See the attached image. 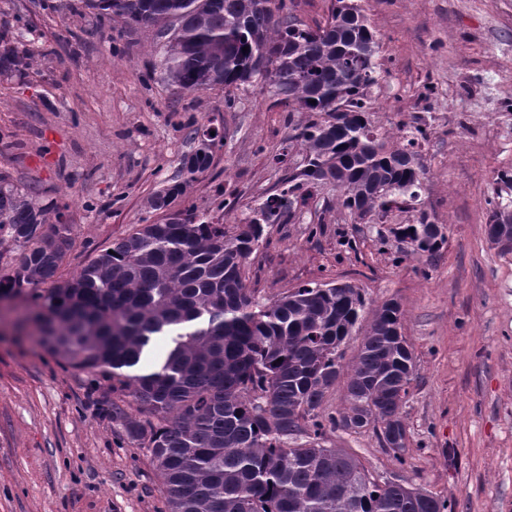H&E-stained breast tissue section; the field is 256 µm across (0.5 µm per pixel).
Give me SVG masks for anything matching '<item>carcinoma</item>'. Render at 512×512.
<instances>
[{
    "label": "carcinoma",
    "instance_id": "cac0c4a2",
    "mask_svg": "<svg viewBox=\"0 0 512 512\" xmlns=\"http://www.w3.org/2000/svg\"><path fill=\"white\" fill-rule=\"evenodd\" d=\"M82 4L152 32L165 78L182 90L255 78L289 111L321 118L289 135L305 165L288 189L259 204L257 218L232 228L194 213L141 224L62 281L74 225L60 213L45 223L44 209L0 173V247L18 251L0 275V300L31 306L23 321L51 352L101 372L112 392L132 398L134 413L115 400L102 411L149 449L167 512H446L432 493L381 486L357 458L324 443L329 430L370 426L403 461L402 404L414 355L394 334L399 305L373 310L346 365L339 347L363 319L361 289L303 285L268 300L245 276L264 226L291 212L305 188L333 184L336 205L352 214L419 197L426 168L414 147L425 132L402 122L393 140L372 125L367 89L376 82L378 41L361 8L332 0L324 21L311 26L287 0ZM31 61L14 45L0 51V65L20 70ZM216 146L199 142L193 163H181L186 180L156 192L150 207L208 169ZM487 204V237L511 230L512 210L494 198ZM394 235L429 257L446 241L428 231L423 213ZM341 381L343 408L326 415L325 397Z\"/></svg>",
    "mask_w": 512,
    "mask_h": 512
}]
</instances>
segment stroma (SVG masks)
Wrapping results in <instances>:
<instances>
[{
    "label": "stroma",
    "instance_id": "35a3bbf8",
    "mask_svg": "<svg viewBox=\"0 0 512 512\" xmlns=\"http://www.w3.org/2000/svg\"><path fill=\"white\" fill-rule=\"evenodd\" d=\"M0 0V39L35 56L0 73V172L75 227L58 275H75L96 248L168 211L240 224L287 187L304 157L288 139L305 123L260 83L181 91L163 79L150 33L75 0ZM379 38L369 90L379 130L418 120L426 167L418 209L391 205L359 224L336 190L308 189L294 216L271 224L247 276L263 297L300 285L349 282L368 306L400 304L414 353L402 406L403 460L372 429L326 434L381 484L413 485L452 512H512V254L486 234L494 190L512 206V0H358ZM234 105H226V97ZM224 141L170 210L149 198L181 181L193 132ZM447 240L410 255L393 231L420 213ZM101 375L46 351L18 310L0 304V512H156L162 489L147 449L103 416Z\"/></svg>",
    "mask_w": 512,
    "mask_h": 512
}]
</instances>
